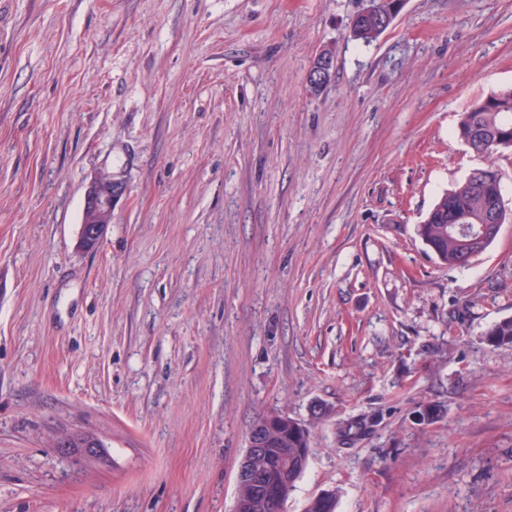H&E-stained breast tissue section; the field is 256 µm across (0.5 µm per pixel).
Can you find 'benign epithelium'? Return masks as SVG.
Instances as JSON below:
<instances>
[{"label": "benign epithelium", "mask_w": 512, "mask_h": 512, "mask_svg": "<svg viewBox=\"0 0 512 512\" xmlns=\"http://www.w3.org/2000/svg\"><path fill=\"white\" fill-rule=\"evenodd\" d=\"M334 54L325 49L315 56L308 73V84L314 91L319 90L327 77L332 73ZM473 186L479 191L491 195V204L479 214L446 213L431 211L427 220L443 223L451 222V226L460 224H476L480 231L479 238L484 242L491 241L504 219V209L497 199L493 178L484 172L471 173ZM123 194V187L113 180L112 174L101 173L88 184L83 200L81 225L78 238L79 247L94 249L101 243L108 224L112 218V207L115 200ZM288 422V416L274 414L264 421L254 424L247 439V451L239 464L237 472V488L246 487L250 491L249 499H236L233 512H259L266 507L272 494V487L267 482L266 474L255 467V461L261 457L271 461L272 468L282 475L288 474V449L276 452L269 448L266 429L273 423Z\"/></svg>", "instance_id": "7a95c632"}]
</instances>
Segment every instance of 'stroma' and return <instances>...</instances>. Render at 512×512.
I'll return each mask as SVG.
<instances>
[{"instance_id":"stroma-1","label":"stroma","mask_w":512,"mask_h":512,"mask_svg":"<svg viewBox=\"0 0 512 512\" xmlns=\"http://www.w3.org/2000/svg\"><path fill=\"white\" fill-rule=\"evenodd\" d=\"M365 4L0 0V512H232L268 412L310 430L284 512H512V223L466 269L416 234L475 168L512 209V150L457 135L512 87V0L371 44ZM334 66V54L331 50H322L315 56L308 73V84L314 91L319 90L327 77L332 73ZM123 187L112 173H101L88 184L83 200L78 244L81 249H95L101 243L112 218L115 200ZM485 340L492 346L512 345V317L495 322L485 334Z\"/></svg>"}]
</instances>
